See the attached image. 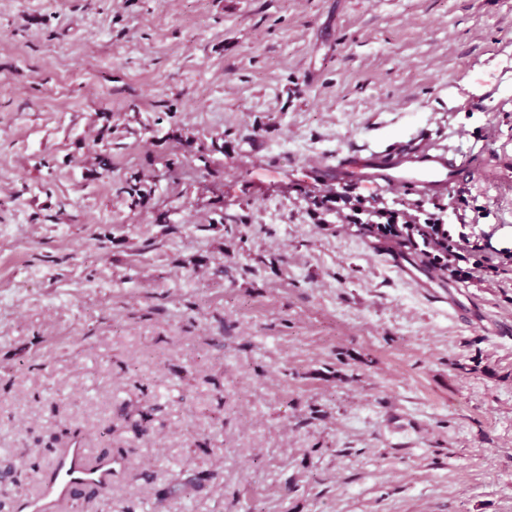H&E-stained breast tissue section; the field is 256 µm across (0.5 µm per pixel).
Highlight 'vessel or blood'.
Returning <instances> with one entry per match:
<instances>
[{
  "label": "vessel or blood",
  "mask_w": 512,
  "mask_h": 512,
  "mask_svg": "<svg viewBox=\"0 0 512 512\" xmlns=\"http://www.w3.org/2000/svg\"><path fill=\"white\" fill-rule=\"evenodd\" d=\"M326 184L398 191L410 189L424 196L442 198L456 185L474 179L468 159L425 139L392 150L363 147L337 157L325 169ZM54 476L43 491L42 501L32 502L30 512H43L44 503L63 496L70 488L98 480V473L83 463L82 449H72L52 464Z\"/></svg>",
  "instance_id": "obj_1"
}]
</instances>
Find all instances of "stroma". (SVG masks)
I'll use <instances>...</instances> for the list:
<instances>
[{"label": "stroma", "instance_id": "obj_1", "mask_svg": "<svg viewBox=\"0 0 512 512\" xmlns=\"http://www.w3.org/2000/svg\"><path fill=\"white\" fill-rule=\"evenodd\" d=\"M421 133L480 166L446 282L312 206ZM507 171L512 0H0L4 512L74 443L69 512H512Z\"/></svg>", "mask_w": 512, "mask_h": 512}]
</instances>
